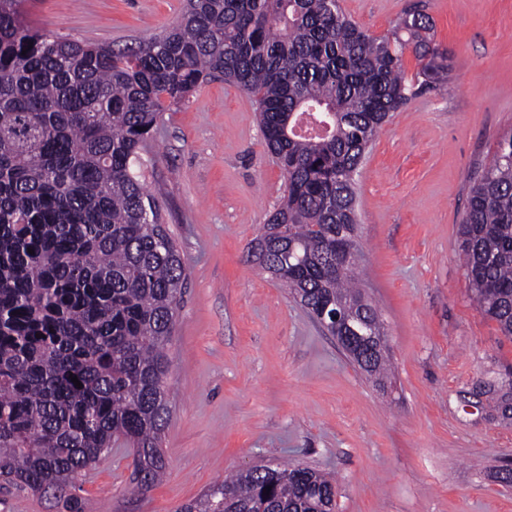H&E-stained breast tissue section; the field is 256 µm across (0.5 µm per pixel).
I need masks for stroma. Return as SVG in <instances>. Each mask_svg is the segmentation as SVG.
I'll list each match as a JSON object with an SVG mask.
<instances>
[{
    "instance_id": "stroma-1",
    "label": "stroma",
    "mask_w": 512,
    "mask_h": 512,
    "mask_svg": "<svg viewBox=\"0 0 512 512\" xmlns=\"http://www.w3.org/2000/svg\"><path fill=\"white\" fill-rule=\"evenodd\" d=\"M374 36L421 12L448 54L449 87L394 112L356 176L359 278L391 369L369 378L248 259L284 189L253 98L217 78L166 110L146 186L185 268L165 389L166 475L133 478L131 449L76 482L84 512H176L253 466L336 481L335 512H512V418L482 389L512 378V337L477 309L461 258L468 180L512 134V0H340ZM51 33L121 48L175 22L182 0H25ZM0 512H61L52 493L0 487Z\"/></svg>"
}]
</instances>
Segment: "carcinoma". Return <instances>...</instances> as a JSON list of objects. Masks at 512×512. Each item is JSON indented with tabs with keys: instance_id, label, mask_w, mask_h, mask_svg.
<instances>
[{
	"instance_id": "carcinoma-1",
	"label": "carcinoma",
	"mask_w": 512,
	"mask_h": 512,
	"mask_svg": "<svg viewBox=\"0 0 512 512\" xmlns=\"http://www.w3.org/2000/svg\"><path fill=\"white\" fill-rule=\"evenodd\" d=\"M431 29L415 12L373 36L339 0H186L162 35L114 49L38 29L22 0H0L1 480L55 488L64 512H84L75 480L119 442L135 449L138 485L165 473L167 346L185 268L142 155L165 105L211 79L254 98L285 180L267 220L285 225L284 241L258 236L249 260L314 319L339 299L376 321L360 368L385 377L386 333L355 274V174L415 95L404 52L422 61V85L447 81ZM311 107L335 114L330 135L293 131ZM460 247L477 308L512 336V135L470 179ZM334 496L321 473L264 466L177 512H334Z\"/></svg>"
}]
</instances>
